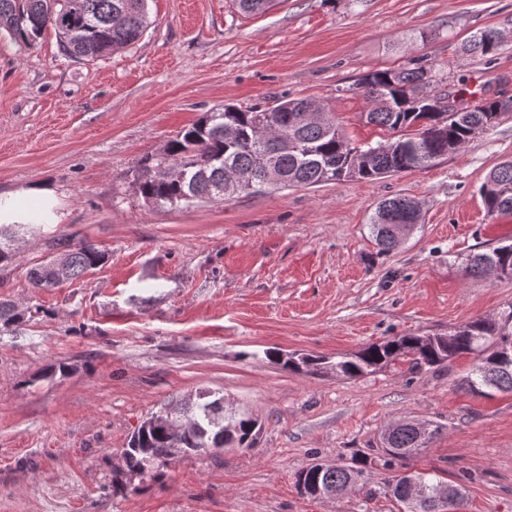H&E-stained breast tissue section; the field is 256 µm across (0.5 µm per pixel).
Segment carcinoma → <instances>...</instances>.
Returning <instances> with one entry per match:
<instances>
[{
  "label": "carcinoma",
  "instance_id": "obj_1",
  "mask_svg": "<svg viewBox=\"0 0 512 512\" xmlns=\"http://www.w3.org/2000/svg\"><path fill=\"white\" fill-rule=\"evenodd\" d=\"M273 0H236L239 11L257 15L267 11ZM59 38L62 56L74 61L103 59L137 43L149 26L147 0H0V35L30 47L46 26ZM499 46L498 32L492 28L470 36L466 50L482 55ZM431 70L415 62L398 69L378 70L361 83L363 96L375 107L365 113L368 124L388 132V137L372 145L353 144L340 130L332 113L313 121L303 117L312 105L309 99L283 97L276 111L226 105L205 113L172 141L161 159H145L137 172L136 185L143 200L156 207L223 201L246 192L249 183L262 181L265 161L272 162L283 176L278 188L313 186L348 178L374 179L419 168H428L439 158L461 150L476 133L493 126L501 101L485 99L467 112H435L414 104L409 94L424 92L431 85ZM428 92V91H426ZM432 98L439 94L428 92ZM479 194L491 216H512V160L492 170ZM415 224L419 218L415 201L407 196L383 200L376 211L372 233L383 252L394 249L398 219ZM33 224H0V263L12 259L11 242L19 230ZM68 262L59 274L40 263L30 269L34 288H54L76 280L100 266L106 253L92 246L67 250ZM497 270L512 277V242L476 253L467 259L465 270L481 274ZM24 313L9 302H0V325L7 328L23 320ZM462 355L474 356L464 378L469 391L512 393V306L497 317L479 318L457 327L446 341L423 344L416 335L397 336L363 349L361 354L340 356L330 363L311 358L309 367L328 364L343 377L355 378L376 372L389 363L408 356L417 364L440 367ZM176 423L174 428L154 425L146 417L133 433L122 456L127 470L144 477L163 462L176 457L200 454L228 446L218 441L222 426L231 427L234 445L250 448L257 435V421L247 413L227 414L216 401L172 400L161 406ZM439 432L431 425L423 434L407 422L398 425L384 439V465L412 455L427 446ZM364 477L363 463L327 467L321 472L308 467L297 474V484L320 483L326 489L345 492ZM424 484L426 496L413 503L399 483H383L384 494L400 506V512H439L441 493L455 485L433 473L408 474Z\"/></svg>",
  "mask_w": 512,
  "mask_h": 512
}]
</instances>
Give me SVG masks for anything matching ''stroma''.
<instances>
[{
  "label": "stroma",
  "mask_w": 512,
  "mask_h": 512,
  "mask_svg": "<svg viewBox=\"0 0 512 512\" xmlns=\"http://www.w3.org/2000/svg\"><path fill=\"white\" fill-rule=\"evenodd\" d=\"M151 25L95 61L61 56L53 28L29 48L0 38V195L54 190L44 224L0 265V302L22 322L0 330V512H398L381 482L431 471L466 489L463 512H512V394L462 387L472 357L431 368L412 358L347 379L285 369L275 354L329 359L402 335H444L512 306V278L470 275L468 255L512 239L478 189L512 159V111L426 169L223 202L157 208L141 161L205 112L288 96L325 105L355 143L364 75L409 59L467 105L512 100V0H274L246 16L233 0H148ZM494 27L491 55L468 54ZM420 205L415 229L380 252L384 199ZM86 243L106 254L82 279L32 287L28 272ZM260 424L250 448L126 473L121 451L164 403L200 391ZM406 418L441 427L384 466L380 439ZM367 464L334 499L300 491L314 463ZM465 49L470 52H480L482 55L492 54L499 46L498 32L492 28L481 30L471 35Z\"/></svg>",
  "instance_id": "obj_1"
}]
</instances>
